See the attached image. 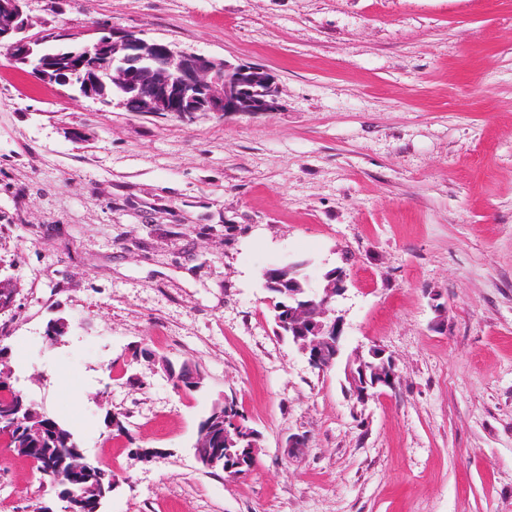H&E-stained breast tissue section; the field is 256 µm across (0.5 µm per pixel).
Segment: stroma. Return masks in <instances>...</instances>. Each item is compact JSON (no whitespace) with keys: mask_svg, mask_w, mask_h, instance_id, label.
I'll return each instance as SVG.
<instances>
[{"mask_svg":"<svg viewBox=\"0 0 512 512\" xmlns=\"http://www.w3.org/2000/svg\"><path fill=\"white\" fill-rule=\"evenodd\" d=\"M26 12L34 36L135 30L281 88L273 112L183 120L69 98L0 56V278L18 288L1 359L118 476L100 512H512V0ZM300 258L314 287L345 268L344 343L384 346L395 391L354 405L341 369L275 335L261 274ZM164 359L201 386L176 390ZM228 394L261 435L236 480L194 456ZM0 489L9 512L52 500L16 455Z\"/></svg>","mask_w":512,"mask_h":512,"instance_id":"35a3bbf8","label":"stroma"}]
</instances>
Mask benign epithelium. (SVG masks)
I'll use <instances>...</instances> for the list:
<instances>
[{
  "label": "benign epithelium",
  "mask_w": 512,
  "mask_h": 512,
  "mask_svg": "<svg viewBox=\"0 0 512 512\" xmlns=\"http://www.w3.org/2000/svg\"><path fill=\"white\" fill-rule=\"evenodd\" d=\"M26 0H0V46L10 63L31 70L40 81L60 84L70 96L95 98L85 77L87 63L101 51H111L110 71L122 75L134 88L131 96L117 101L127 112H273L280 93L274 77L252 63L232 64L223 59L179 50L173 45L148 41L134 30H88V38L66 29L52 37L28 35L24 17ZM65 44L67 55L49 53L46 46ZM348 291L346 274L339 271L325 288L308 289V296H291L288 329L297 346L313 365L344 364L352 397L362 403L395 390V360L377 343L360 344L344 355L345 316L336 302ZM335 358H326L328 347ZM195 458L204 470L218 463L217 451L200 445Z\"/></svg>",
  "instance_id": "1"
}]
</instances>
